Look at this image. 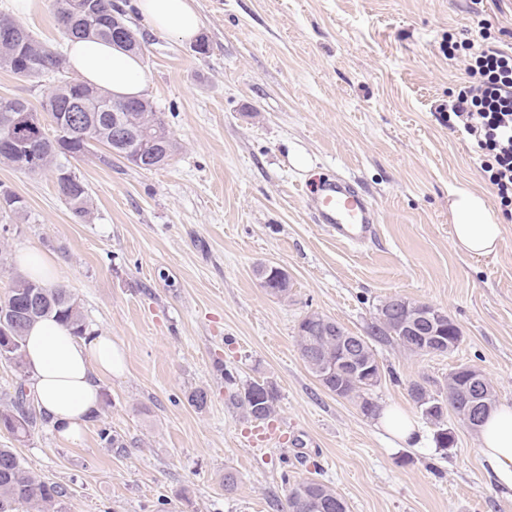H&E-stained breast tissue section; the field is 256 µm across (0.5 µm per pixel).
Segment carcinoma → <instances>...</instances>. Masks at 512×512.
I'll list each match as a JSON object with an SVG mask.
<instances>
[{"mask_svg": "<svg viewBox=\"0 0 512 512\" xmlns=\"http://www.w3.org/2000/svg\"><path fill=\"white\" fill-rule=\"evenodd\" d=\"M57 22L62 33L74 39L94 38L115 41L134 54L142 53V42L136 35L119 37L116 21H124L123 13L113 0H55ZM0 69L11 72L20 79H40L49 74L65 73L66 59L39 39L24 23L0 17ZM105 93L80 80H58L48 99L54 106L46 110L51 122L70 126V132L60 138H49L41 124L38 112L21 99L0 102V161L21 171L40 172L51 170L58 175L56 183L60 194L70 206L75 217L84 220L92 214L88 188L80 177L73 180L59 177L66 165L58 158H78L90 151L91 146L103 144L121 155L118 144L112 141V113L94 112V120L73 125V107L81 104L91 110ZM125 111L118 113L127 129L136 133L138 140L146 141L145 149L130 147L135 155L131 163L147 171L167 165L177 150V143L163 113L145 98L124 100ZM0 210L18 216L25 215L21 197L7 191L0 200ZM255 275L261 286L278 297L286 298L291 292L288 274L278 268L260 265ZM16 316L0 326V359L12 364L20 375L15 394L0 404V426L16 436H29L35 429L50 424L49 417L35 404L31 391L26 389L28 370L24 342L28 328L39 319L52 318L69 326L73 333L82 335L88 327L77 299L63 287L46 288L25 276L18 275L10 292L0 298V310ZM408 319L407 312L392 305L387 298L376 307L375 322L368 336L363 339L359 361L350 366L332 369L336 364L339 342L336 327H327L328 317L310 313L298 324L297 342L301 358L311 373L329 392L360 402L365 414H374L378 405L368 397L374 384L366 381L369 374L380 375L379 364L373 349L375 342H394L408 351L422 340L401 332V325ZM430 331L448 340V345L434 350L436 354L454 351L462 340V331L454 321H445L441 327ZM469 378L462 371L448 377L443 392L438 397L421 400L424 386L413 382L409 386L412 400L422 409L426 418L437 422L434 433L436 444L448 448L447 428L440 422L441 413L434 407L438 399L451 395L450 409L462 422H472L473 414L465 396ZM233 404L253 421H266L276 412L278 393L267 382L253 381L232 395ZM286 512H348V505L336 491L314 480H303L288 485L285 495ZM0 512H68L67 492L54 483L41 480L22 463L11 448H0Z\"/></svg>", "mask_w": 512, "mask_h": 512, "instance_id": "cac0c4a2", "label": "carcinoma"}]
</instances>
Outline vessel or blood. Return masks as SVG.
<instances>
[{
	"label": "vessel or blood",
	"mask_w": 512,
	"mask_h": 512,
	"mask_svg": "<svg viewBox=\"0 0 512 512\" xmlns=\"http://www.w3.org/2000/svg\"><path fill=\"white\" fill-rule=\"evenodd\" d=\"M315 223L337 241L362 244L377 234L378 214L347 179L324 182L308 197Z\"/></svg>",
	"instance_id": "1"
}]
</instances>
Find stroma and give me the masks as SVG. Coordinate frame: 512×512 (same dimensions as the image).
<instances>
[{"mask_svg": "<svg viewBox=\"0 0 512 512\" xmlns=\"http://www.w3.org/2000/svg\"><path fill=\"white\" fill-rule=\"evenodd\" d=\"M121 2L145 41V95L177 151L152 171L100 144L70 161L89 189L87 221L53 172L0 162V185L26 205L21 222L0 211V297L19 273L17 252L51 255L89 327L124 350L125 371L101 381L109 403L78 445L47 427L23 441L0 429V448L65 487L68 512H282L287 482L306 478L349 512H512L481 468L477 433L455 415L445 418L451 448L402 447L377 415L325 390L296 342L310 312L363 336L385 298L428 303L459 324L460 345L427 355L375 344L381 379L370 398L404 407L428 438L436 427L409 396L412 382L439 391L468 365L512 404V220L502 219L494 254L455 249L452 189L495 199L470 141L438 111L465 78L449 37H470L485 19L512 47V0H196L203 55ZM53 3L33 0L21 16L0 0V14L21 16L60 51ZM55 83L0 69V101L38 110ZM336 176L377 210L375 242L348 247L315 224L304 189ZM261 264L287 272L288 299L261 287ZM253 380L278 390L269 444L230 401ZM199 387L201 410L187 402ZM104 427L122 447L105 446ZM228 469L238 476L230 491Z\"/></svg>", "mask_w": 512, "mask_h": 512, "instance_id": "obj_1", "label": "stroma"}]
</instances>
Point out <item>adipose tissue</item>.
<instances>
[{"instance_id":"1","label":"adipose tissue","mask_w":512,"mask_h":512,"mask_svg":"<svg viewBox=\"0 0 512 512\" xmlns=\"http://www.w3.org/2000/svg\"><path fill=\"white\" fill-rule=\"evenodd\" d=\"M135 7L157 32L183 41L202 27L195 0H135ZM68 61L80 79L117 98H138L147 78L140 57L97 40L74 39L66 44ZM454 203L453 242L472 256H487L499 245L501 226L486 200L465 188ZM30 388L59 438L76 444L102 404L100 382L121 373L124 352L111 337L89 330L76 336L53 320L31 325L26 338ZM477 452L485 473L504 495L512 496V405L493 407L478 430Z\"/></svg>"}]
</instances>
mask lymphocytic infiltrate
Masks as SVG:
<instances>
[{"instance_id":"obj_1","label":"lymphocytic infiltrate","mask_w":512,"mask_h":512,"mask_svg":"<svg viewBox=\"0 0 512 512\" xmlns=\"http://www.w3.org/2000/svg\"><path fill=\"white\" fill-rule=\"evenodd\" d=\"M489 24L474 38L449 42L448 57L460 60L467 80L448 96V127L468 134L483 177L505 217L512 219V49L491 45Z\"/></svg>"}]
</instances>
